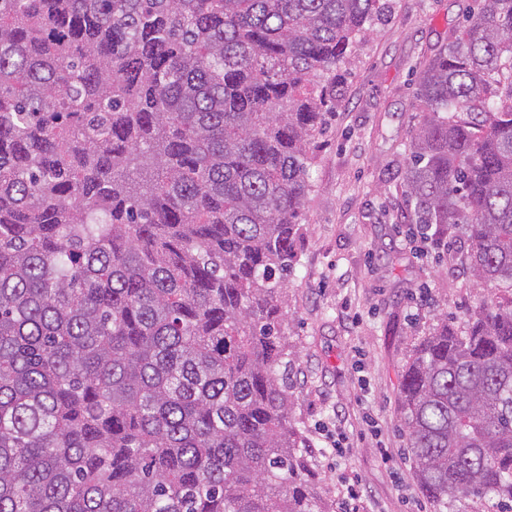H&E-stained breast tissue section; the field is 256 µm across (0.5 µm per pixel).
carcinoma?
<instances>
[{
  "label": "carcinoma",
  "instance_id": "cac0c4a2",
  "mask_svg": "<svg viewBox=\"0 0 512 512\" xmlns=\"http://www.w3.org/2000/svg\"><path fill=\"white\" fill-rule=\"evenodd\" d=\"M387 0H0V512H328L283 297ZM420 72L411 221L486 287L410 352L419 489L512 512V0Z\"/></svg>",
  "mask_w": 512,
  "mask_h": 512
}]
</instances>
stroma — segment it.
I'll return each mask as SVG.
<instances>
[{
  "label": "stroma",
  "mask_w": 512,
  "mask_h": 512,
  "mask_svg": "<svg viewBox=\"0 0 512 512\" xmlns=\"http://www.w3.org/2000/svg\"><path fill=\"white\" fill-rule=\"evenodd\" d=\"M473 5L390 0L356 45L344 97L314 139L284 308L295 356L292 415L332 512H496L490 499L441 510L425 498L398 403L409 352L439 319L465 331L484 296L464 260L466 236L441 256L417 251L400 188L421 119L419 74ZM342 437L350 453L330 455L328 442Z\"/></svg>",
  "instance_id": "1"
}]
</instances>
